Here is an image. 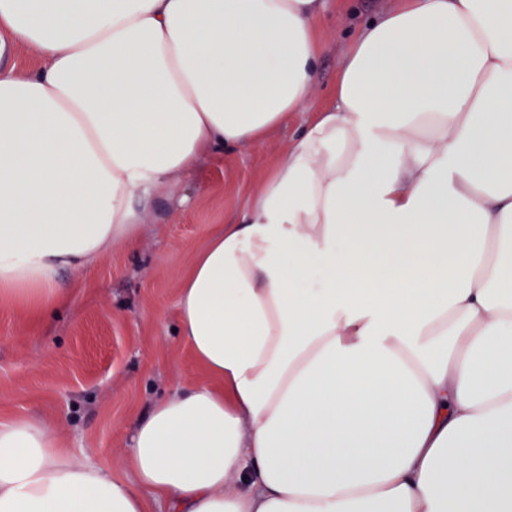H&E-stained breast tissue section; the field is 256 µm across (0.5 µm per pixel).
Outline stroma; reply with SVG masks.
Instances as JSON below:
<instances>
[{"instance_id":"1","label":"stroma","mask_w":512,"mask_h":512,"mask_svg":"<svg viewBox=\"0 0 512 512\" xmlns=\"http://www.w3.org/2000/svg\"><path fill=\"white\" fill-rule=\"evenodd\" d=\"M393 3L326 0L310 109L290 115L260 146L207 157L177 186L160 189L142 214L137 248H115L89 269L61 272L67 301L43 319L0 308V422L40 418L61 447L131 481L116 459L131 419L174 387L213 382L175 332L182 277L212 234L241 213L315 110L333 103L352 37Z\"/></svg>"}]
</instances>
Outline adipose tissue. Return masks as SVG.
<instances>
[{
  "label": "adipose tissue",
  "instance_id": "ef3b65f1",
  "mask_svg": "<svg viewBox=\"0 0 512 512\" xmlns=\"http://www.w3.org/2000/svg\"><path fill=\"white\" fill-rule=\"evenodd\" d=\"M325 0H0V305L135 248L139 206L307 109ZM216 386L134 418L132 482L0 423V512H512V0H400L194 259ZM40 66L37 52L25 46H15L10 52L0 56V70L15 68L23 71H35Z\"/></svg>",
  "mask_w": 512,
  "mask_h": 512
}]
</instances>
